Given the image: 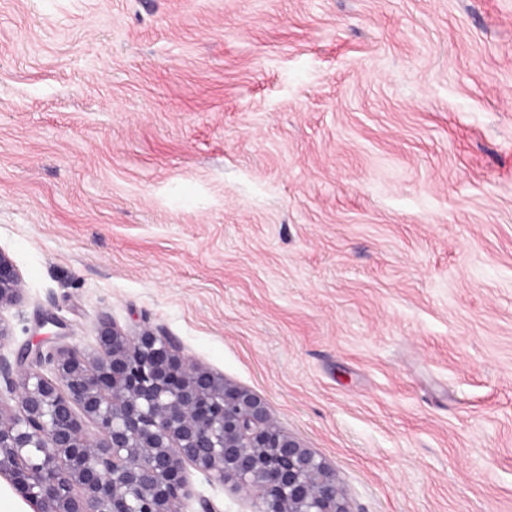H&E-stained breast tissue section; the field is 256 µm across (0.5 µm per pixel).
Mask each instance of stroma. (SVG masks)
<instances>
[{"mask_svg": "<svg viewBox=\"0 0 512 512\" xmlns=\"http://www.w3.org/2000/svg\"><path fill=\"white\" fill-rule=\"evenodd\" d=\"M0 249L5 354L160 329L351 512H512V0H0ZM21 279L13 262L0 249V309L22 301Z\"/></svg>", "mask_w": 512, "mask_h": 512, "instance_id": "35a3bbf8", "label": "stroma"}]
</instances>
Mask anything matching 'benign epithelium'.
I'll list each match as a JSON object with an SVG mask.
<instances>
[{"mask_svg": "<svg viewBox=\"0 0 512 512\" xmlns=\"http://www.w3.org/2000/svg\"><path fill=\"white\" fill-rule=\"evenodd\" d=\"M0 249V310L22 301ZM193 468L257 512H350L336 471L267 403L151 330L100 319L98 348L0 353V477L36 512H182Z\"/></svg>", "mask_w": 512, "mask_h": 512, "instance_id": "obj_1", "label": "benign epithelium"}]
</instances>
